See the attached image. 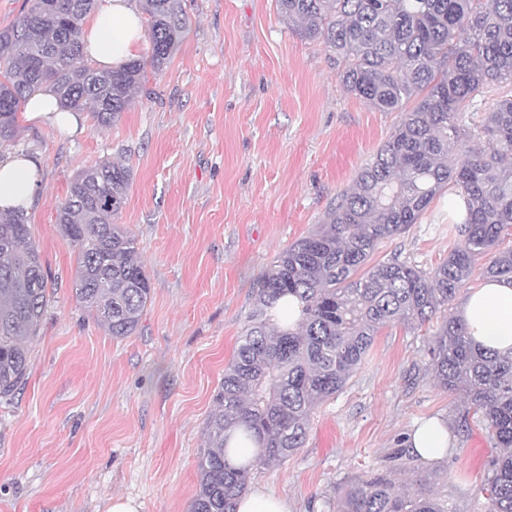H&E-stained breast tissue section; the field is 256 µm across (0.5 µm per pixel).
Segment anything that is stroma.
<instances>
[{"label": "stroma", "instance_id": "obj_1", "mask_svg": "<svg viewBox=\"0 0 512 512\" xmlns=\"http://www.w3.org/2000/svg\"><path fill=\"white\" fill-rule=\"evenodd\" d=\"M184 7L183 42L115 125L88 118L72 135L18 119L19 148L40 164L27 216L49 303L27 384L0 402V512H106L116 495L139 512H190L206 422L259 277L325 222L400 119L347 94L331 53L293 31L276 0ZM105 160L133 171L113 221L135 237L152 288L137 331L122 339L75 302V248L56 222L77 172ZM455 238L443 194L373 259L429 270ZM430 333L383 328L347 386L315 409L303 447L257 467L254 483L293 512H328L352 475L387 469L411 492L437 470L434 492L450 512H487L480 487L495 441L462 396L438 387ZM432 417L448 424L447 458L390 461Z\"/></svg>", "mask_w": 512, "mask_h": 512}]
</instances>
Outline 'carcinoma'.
<instances>
[{"instance_id":"cac0c4a2","label":"carcinoma","mask_w":512,"mask_h":512,"mask_svg":"<svg viewBox=\"0 0 512 512\" xmlns=\"http://www.w3.org/2000/svg\"><path fill=\"white\" fill-rule=\"evenodd\" d=\"M97 0H24L21 16L0 28V148L18 144V113L37 91L87 111L95 124L117 122L147 81L163 72L189 27L183 0H142L148 63L95 68L83 51V23ZM288 24L320 39L336 56L347 93L382 112H398L389 138L342 195L326 222L280 251L263 274L256 310L224 369L207 419L191 512H236L252 465L224 458L229 433L260 444L255 464L285 462L306 440L311 416L342 391L374 337L400 323L421 326L436 314L429 367L440 388L464 396L497 442L482 490L489 512H512V354L484 350L448 311L476 271L512 279V0H277ZM482 113L480 123L468 115ZM485 138L489 151L471 141ZM132 169L104 161L81 169L57 210L75 246L73 297L114 338L132 335L151 299L135 238L112 223L127 203ZM463 197L466 218L439 266L424 270L391 258L372 264L378 245L418 223L434 198ZM489 257L484 267L476 261ZM48 279L24 213L0 214V398L29 376L28 346L48 304ZM293 293L296 327L270 323L269 309ZM413 493L387 472L349 481L336 512H448L431 490Z\"/></svg>"}]
</instances>
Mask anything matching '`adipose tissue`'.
I'll use <instances>...</instances> for the list:
<instances>
[{
    "label": "adipose tissue",
    "instance_id": "1",
    "mask_svg": "<svg viewBox=\"0 0 512 512\" xmlns=\"http://www.w3.org/2000/svg\"><path fill=\"white\" fill-rule=\"evenodd\" d=\"M143 39L139 13L130 0H105L83 38V51L97 66L115 69L131 59ZM28 120L49 119L73 133L83 127L80 114L61 108L49 90L35 92L26 106ZM34 157L8 152L0 156V211L29 208L40 187ZM459 316L471 339L501 353L512 352V281L489 278L463 298ZM406 445L422 459H443L451 445L447 424L438 418L420 422Z\"/></svg>",
    "mask_w": 512,
    "mask_h": 512
}]
</instances>
